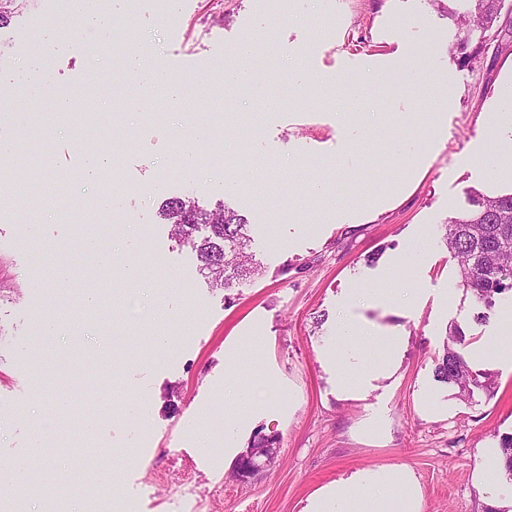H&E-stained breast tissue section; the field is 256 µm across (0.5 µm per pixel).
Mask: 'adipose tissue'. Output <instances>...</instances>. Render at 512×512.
<instances>
[{"label": "adipose tissue", "instance_id": "adipose-tissue-1", "mask_svg": "<svg viewBox=\"0 0 512 512\" xmlns=\"http://www.w3.org/2000/svg\"><path fill=\"white\" fill-rule=\"evenodd\" d=\"M105 19L93 6V0H66L63 17L50 19L46 29L39 32L36 51L19 66L0 73V84L16 87L29 100L51 97L56 112L71 111L73 96L61 93L51 95V84L44 68L47 59L56 55L63 46L62 28L95 30ZM409 473L391 475L385 471L368 473L361 477L358 489L342 494L333 490L322 492L316 499V512H422L419 491L411 487Z\"/></svg>", "mask_w": 512, "mask_h": 512}]
</instances>
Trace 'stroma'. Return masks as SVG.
Wrapping results in <instances>:
<instances>
[{
  "instance_id": "stroma-1",
  "label": "stroma",
  "mask_w": 512,
  "mask_h": 512,
  "mask_svg": "<svg viewBox=\"0 0 512 512\" xmlns=\"http://www.w3.org/2000/svg\"><path fill=\"white\" fill-rule=\"evenodd\" d=\"M492 27L465 32L460 0H109L148 58L186 65L185 105L143 95L123 64L76 102L91 121L74 132L43 102L24 131L46 167L18 174L27 197L0 207V467L26 464L33 481L16 512H43L62 496L67 474L94 490L99 471L117 475L115 512H311L319 491L368 470L408 471L422 512H512V481L488 457L512 432V356L488 354L476 370L496 377L492 392L460 400L434 376V355L451 325L470 346H487L512 308L504 296L485 322L460 285L441 241L448 217L468 197L512 190V0ZM65 0H25L0 31V70L16 67ZM479 52L469 65L456 46ZM252 39L255 78L275 107L224 97V62ZM109 26L71 33L48 63L53 91L78 87L99 67L92 48L113 41ZM401 65L402 84L379 71ZM361 77L360 107L337 84ZM353 120H346L347 112ZM237 113L259 126L257 195L224 188L221 162L184 182L173 161L186 113ZM102 144L112 166L82 176L84 154ZM127 186L114 199L122 223L96 208L110 177ZM329 193L314 198L311 186ZM172 196L225 204L252 226L249 250L265 274L237 288L210 287L194 253L171 238L157 212ZM102 227L109 268L80 245L81 214ZM142 278L127 286L122 271ZM74 275L58 287L56 268ZM411 292L390 308L375 290ZM105 298L82 309L86 291ZM77 320L42 344L43 319ZM352 327L337 333L338 324ZM171 336V351L154 338ZM389 353L386 375H367L373 352ZM362 380L342 391L336 369ZM251 408L238 417L225 386ZM276 437L274 460L255 475L233 473L255 434ZM41 455H28L34 442Z\"/></svg>"
}]
</instances>
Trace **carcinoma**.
<instances>
[{"label":"carcinoma","instance_id":"obj_1","mask_svg":"<svg viewBox=\"0 0 512 512\" xmlns=\"http://www.w3.org/2000/svg\"><path fill=\"white\" fill-rule=\"evenodd\" d=\"M464 2L468 22L486 29L501 12L498 3L505 0ZM470 202L474 209L465 216H450L440 225L442 241L459 266L461 286L489 311L501 295L512 293V192L474 194ZM159 217L172 226L175 241L194 252L200 271L213 286L230 288L259 273L247 252L251 224L236 210L224 204L207 209L191 197L174 196L162 202ZM467 346L465 332L455 325L434 356L437 381L456 388L464 400L473 397L476 388L489 392L495 385L492 374L470 366ZM499 448L505 460L503 475L512 481V433L500 436Z\"/></svg>","mask_w":512,"mask_h":512}]
</instances>
